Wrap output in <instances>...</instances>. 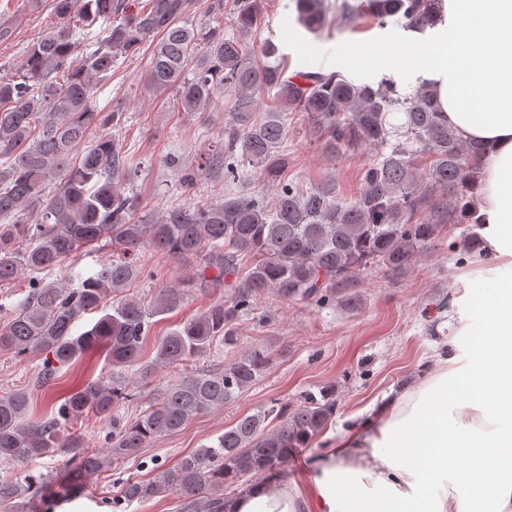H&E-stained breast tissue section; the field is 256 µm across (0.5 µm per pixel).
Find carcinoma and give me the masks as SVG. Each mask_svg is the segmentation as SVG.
<instances>
[{"mask_svg": "<svg viewBox=\"0 0 512 512\" xmlns=\"http://www.w3.org/2000/svg\"><path fill=\"white\" fill-rule=\"evenodd\" d=\"M53 0L59 24L0 73V284L30 274L24 299L0 303V351L44 355L37 384L44 387L84 351L101 346L114 368L153 371L140 363L153 318L173 311L179 288H162L150 307L123 295L145 273L144 246L176 260L200 259L215 279L238 277L231 302L218 299L162 337L156 362L181 365L234 342L236 312L273 290L285 300L321 301L350 288L370 264L399 271L432 246L441 230L474 224L473 177L483 154L462 144L441 119L429 85L405 92L396 80L356 83L336 72H298L277 59L270 40L241 39L262 27L264 0H211L210 23L188 27L191 0ZM298 23L317 33L330 22L354 25L369 16L384 26L422 31L434 23L432 0H294ZM229 25L238 35L227 36ZM154 44L148 86L169 89L185 112H198L222 89L231 96L224 145L212 165L224 183L240 181L239 164L275 181L288 165L281 145L286 113L321 126L326 148L370 153L361 191L339 201L336 182L305 188L281 185L272 204L256 195L173 207L156 217L143 210L134 183L139 168L121 141L115 105L91 104L94 80L112 74L118 57ZM276 91L277 105L258 114L256 93ZM99 136L89 139L92 130ZM105 241L122 252L87 274L69 272L63 287L46 275ZM97 315L85 330L77 323ZM270 351L256 346L220 370L187 372L138 416L119 414V377L91 380L70 391L49 416L30 421L31 393L0 395V461L64 459L54 476L0 479V507L45 512L84 493L83 474L109 460L137 457L158 436L180 431L194 417L231 402L265 373ZM336 414L333 392L307 393L292 405L275 399L241 417L216 440L149 480L126 479L115 509L177 494L180 512H221L224 486L247 475L281 474L295 448L310 445ZM89 415L109 423V456L84 446L77 426Z\"/></svg>", "mask_w": 512, "mask_h": 512, "instance_id": "1", "label": "carcinoma"}]
</instances>
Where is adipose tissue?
Listing matches in <instances>:
<instances>
[{
  "label": "adipose tissue",
  "mask_w": 512,
  "mask_h": 512,
  "mask_svg": "<svg viewBox=\"0 0 512 512\" xmlns=\"http://www.w3.org/2000/svg\"><path fill=\"white\" fill-rule=\"evenodd\" d=\"M434 27L361 54L412 60L465 143L485 147L473 196L480 260L468 316L418 382L385 396L300 477L254 483L224 512H512V0H435Z\"/></svg>",
  "instance_id": "obj_1"
}]
</instances>
